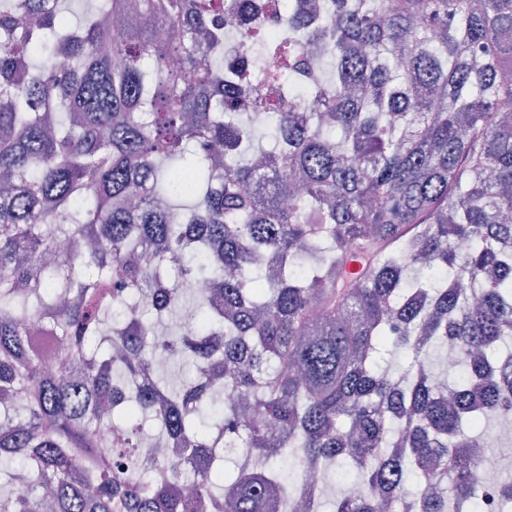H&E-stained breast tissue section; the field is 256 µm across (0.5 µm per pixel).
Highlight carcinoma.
Listing matches in <instances>:
<instances>
[{"label": "carcinoma", "instance_id": "obj_1", "mask_svg": "<svg viewBox=\"0 0 512 512\" xmlns=\"http://www.w3.org/2000/svg\"><path fill=\"white\" fill-rule=\"evenodd\" d=\"M70 2L0 0V512H319L318 464L335 512H481L468 449L512 417V0H262L231 57L240 0L75 29ZM162 312L196 330L161 344Z\"/></svg>", "mask_w": 512, "mask_h": 512}]
</instances>
